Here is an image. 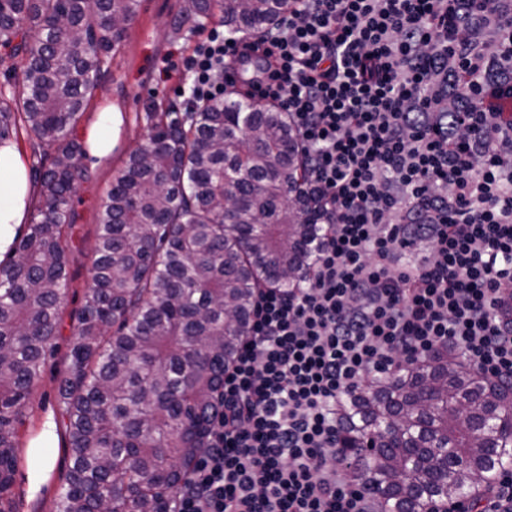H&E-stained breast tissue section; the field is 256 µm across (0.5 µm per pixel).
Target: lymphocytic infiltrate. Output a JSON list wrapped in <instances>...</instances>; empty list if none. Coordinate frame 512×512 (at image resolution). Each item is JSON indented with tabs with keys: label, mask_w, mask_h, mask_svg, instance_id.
I'll use <instances>...</instances> for the list:
<instances>
[{
	"label": "lymphocytic infiltrate",
	"mask_w": 512,
	"mask_h": 512,
	"mask_svg": "<svg viewBox=\"0 0 512 512\" xmlns=\"http://www.w3.org/2000/svg\"><path fill=\"white\" fill-rule=\"evenodd\" d=\"M243 58L298 137L320 240L297 287L257 291L171 512H377L341 474L353 391L447 348L512 386V0H288L263 33L198 40L187 110ZM448 512H512V467Z\"/></svg>",
	"instance_id": "obj_1"
}]
</instances>
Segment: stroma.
I'll return each mask as SVG.
<instances>
[{"label":"stroma","instance_id":"obj_1","mask_svg":"<svg viewBox=\"0 0 512 512\" xmlns=\"http://www.w3.org/2000/svg\"><path fill=\"white\" fill-rule=\"evenodd\" d=\"M183 0H139L119 48L103 67L99 87L85 105L75 138L85 143L99 110L111 107L119 111L122 124L117 144L109 158H83L86 179L72 197L69 230V284L61 308L60 336L56 354L49 359L43 373L35 381L32 401L18 435V469L33 471L38 458L34 445L47 415L59 412V384L64 376L65 354L75 316L90 284V269L98 228L101 201L122 168L129 152L148 142L146 114L156 103L183 108L186 96L185 62L191 55L203 28L218 26L215 18L203 19L201 26L184 28L173 35L171 24L178 16ZM51 467L43 473L37 492L14 484V512H55L56 498L70 465L65 436H58L51 448Z\"/></svg>","mask_w":512,"mask_h":512}]
</instances>
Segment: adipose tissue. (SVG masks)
Segmentation results:
<instances>
[{
  "mask_svg": "<svg viewBox=\"0 0 512 512\" xmlns=\"http://www.w3.org/2000/svg\"><path fill=\"white\" fill-rule=\"evenodd\" d=\"M31 187L12 143L0 144V255L9 253L25 221Z\"/></svg>",
  "mask_w": 512,
  "mask_h": 512,
  "instance_id": "ef3b65f1",
  "label": "adipose tissue"
}]
</instances>
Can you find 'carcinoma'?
<instances>
[{
    "mask_svg": "<svg viewBox=\"0 0 512 512\" xmlns=\"http://www.w3.org/2000/svg\"><path fill=\"white\" fill-rule=\"evenodd\" d=\"M137 6L0 0V41L22 60L0 142L21 126L53 150L38 170L37 220L0 262V512H11L18 428L59 336L70 201L86 178L71 135ZM287 10L288 0H184L178 22L217 15L253 35ZM148 121L149 144L128 154L100 205L59 387L72 466L56 512H168L208 447L255 291L296 286L320 221L278 105L228 94L194 112L155 105ZM343 412L356 450L348 474L386 512L477 496L507 459L512 396L451 349L372 381Z\"/></svg>",
    "mask_w": 512,
    "mask_h": 512,
    "instance_id": "carcinoma-1",
    "label": "carcinoma"
}]
</instances>
